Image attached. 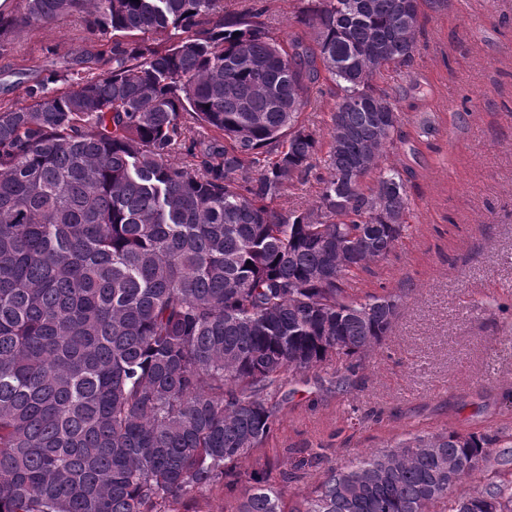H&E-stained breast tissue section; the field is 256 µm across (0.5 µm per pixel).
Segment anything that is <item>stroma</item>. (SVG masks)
Instances as JSON below:
<instances>
[{"label": "stroma", "instance_id": "35a3bbf8", "mask_svg": "<svg viewBox=\"0 0 512 512\" xmlns=\"http://www.w3.org/2000/svg\"><path fill=\"white\" fill-rule=\"evenodd\" d=\"M298 6L267 0L272 37L305 36ZM111 44L77 15L23 29L0 49V102L26 103L28 86L73 50ZM375 84L399 101L388 162L406 181L412 214L389 256L348 286L402 302L359 367L339 358L296 383L262 449L238 464L242 473L268 459L286 468L321 451L286 487L291 502L329 469L415 429L512 437V0L424 8L411 62ZM335 371L347 391L330 385Z\"/></svg>", "mask_w": 512, "mask_h": 512}]
</instances>
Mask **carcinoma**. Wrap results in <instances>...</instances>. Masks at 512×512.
Listing matches in <instances>:
<instances>
[{
    "label": "carcinoma",
    "mask_w": 512,
    "mask_h": 512,
    "mask_svg": "<svg viewBox=\"0 0 512 512\" xmlns=\"http://www.w3.org/2000/svg\"><path fill=\"white\" fill-rule=\"evenodd\" d=\"M309 0L284 45L266 8L221 0H21L0 43L81 15L112 37L0 103V512H512V453L415 431L329 471L290 506L299 468L244 474L283 390L380 345L399 296L347 291L408 229L398 116L381 70L416 50L422 2ZM336 85L322 142L300 121ZM218 136L195 137V126ZM181 149L190 161L175 163ZM322 156L315 202L273 204ZM359 169L374 183L349 188ZM346 206L336 208V195ZM490 481L455 490L476 471ZM230 500L224 487L217 486L203 496H199L193 508L199 512H224V504Z\"/></svg>",
    "instance_id": "1"
}]
</instances>
